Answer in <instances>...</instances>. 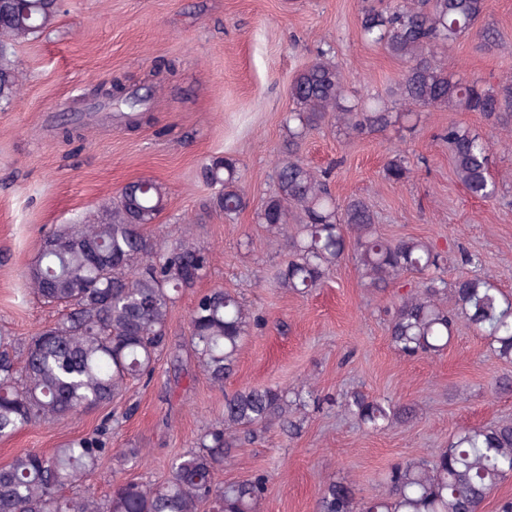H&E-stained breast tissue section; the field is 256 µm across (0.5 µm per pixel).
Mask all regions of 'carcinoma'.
Returning a JSON list of instances; mask_svg holds the SVG:
<instances>
[{"instance_id": "cac0c4a2", "label": "carcinoma", "mask_w": 512, "mask_h": 512, "mask_svg": "<svg viewBox=\"0 0 512 512\" xmlns=\"http://www.w3.org/2000/svg\"><path fill=\"white\" fill-rule=\"evenodd\" d=\"M60 9L59 0H0V104L23 93L15 46L52 28ZM485 11L486 0H393L383 9H363L364 39L406 63L399 106L349 94L346 79L330 61L319 58L302 70L291 85L288 157L276 167L275 189L257 213L269 232L285 237L290 259L276 279L293 293L318 287L349 249L372 288L383 290L407 272L429 275L423 291L400 297L389 322L391 344L404 356L442 355L463 321L489 341L498 359L512 363V293L477 275L446 281L437 275L439 256L428 242L383 236L364 199L339 202L328 173L312 170L297 153L308 130L325 122L348 136L399 133L413 129L429 107L479 112L494 126L511 127V79L482 88L449 74L439 59L441 50L465 36L496 41L497 31L483 24ZM123 92L118 79L100 89L106 100L128 109L124 117L132 126L136 102L126 103ZM444 137L457 181L475 198L496 197L488 142L457 123L448 125ZM200 173L207 184L220 186L210 207L224 218L231 220L247 207L235 160L213 157ZM410 173V159L401 153L384 167L393 185L406 182ZM164 201L160 184L133 182L85 224L53 234L52 246L42 248L27 267L39 300L62 308V314L28 338L0 331L1 438L112 404L131 384L150 381L164 356L180 372L185 346L210 384L224 389L255 317L238 296L212 288L197 297L184 342H171L175 304L207 278L212 256L192 238L163 244L149 232ZM447 294L454 302L451 311L443 305ZM305 406L301 393L291 397L278 387L226 393L221 421L205 428L194 448L172 458L167 478L116 479L102 499L85 482L112 452V427L122 417L108 413L76 441L51 453L22 451L0 466V512H260L265 475L220 479L228 444L233 438L250 443L273 424L296 434L302 423L293 415ZM342 407L374 430L414 416L408 405L395 406L360 390L346 393ZM150 457L148 448L119 453L122 462L141 464ZM511 477L512 423L463 428L431 458L392 467L387 496L359 504L351 485L330 480L318 494L316 512H479L488 493Z\"/></svg>"}]
</instances>
